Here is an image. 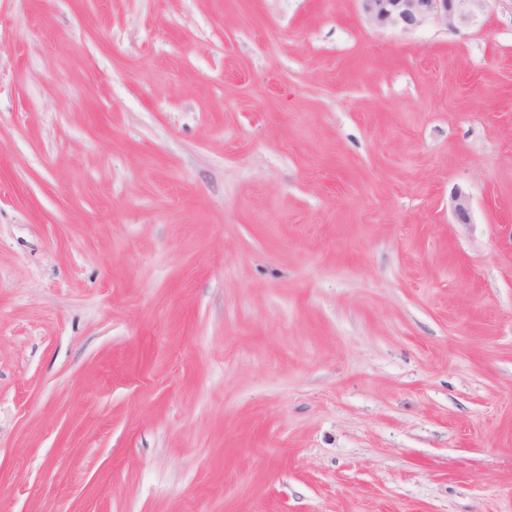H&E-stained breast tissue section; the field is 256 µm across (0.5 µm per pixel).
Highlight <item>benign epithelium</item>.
I'll return each mask as SVG.
<instances>
[{"instance_id":"7a95c632","label":"benign epithelium","mask_w":512,"mask_h":512,"mask_svg":"<svg viewBox=\"0 0 512 512\" xmlns=\"http://www.w3.org/2000/svg\"><path fill=\"white\" fill-rule=\"evenodd\" d=\"M361 9L376 27L413 31L429 21L449 27L466 23L483 11L489 0H359ZM458 221L469 223L470 197L458 189L451 197Z\"/></svg>"}]
</instances>
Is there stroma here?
Instances as JSON below:
<instances>
[{
    "mask_svg": "<svg viewBox=\"0 0 512 512\" xmlns=\"http://www.w3.org/2000/svg\"><path fill=\"white\" fill-rule=\"evenodd\" d=\"M0 512H512V0H0ZM491 0H359L361 9L376 27L413 31L429 21L449 27L466 23Z\"/></svg>",
    "mask_w": 512,
    "mask_h": 512,
    "instance_id": "stroma-1",
    "label": "stroma"
}]
</instances>
